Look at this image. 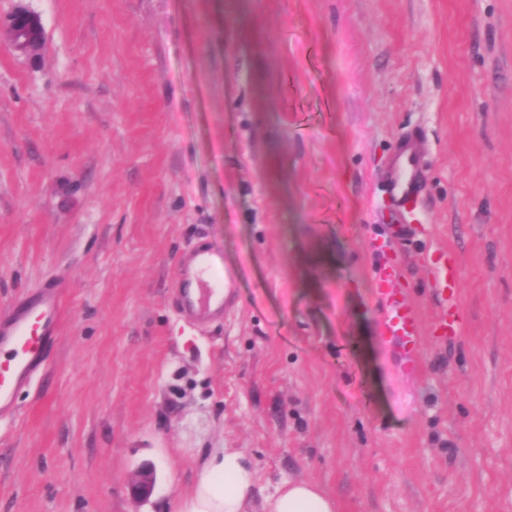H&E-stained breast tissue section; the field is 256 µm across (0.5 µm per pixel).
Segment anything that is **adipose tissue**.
I'll return each mask as SVG.
<instances>
[{"label": "adipose tissue", "mask_w": 512, "mask_h": 512, "mask_svg": "<svg viewBox=\"0 0 512 512\" xmlns=\"http://www.w3.org/2000/svg\"><path fill=\"white\" fill-rule=\"evenodd\" d=\"M257 473L238 448L212 449L191 494L175 512H336L335 501L310 481H286L256 499Z\"/></svg>", "instance_id": "obj_1"}]
</instances>
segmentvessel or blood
<instances>
[{
  "mask_svg": "<svg viewBox=\"0 0 512 512\" xmlns=\"http://www.w3.org/2000/svg\"><path fill=\"white\" fill-rule=\"evenodd\" d=\"M418 140L414 131L398 139L381 184L390 202L401 211L415 202L420 178V157L415 149ZM456 277V258L439 252L432 261L434 288L443 296L453 293ZM233 280L231 272L218 265L207 242H197L190 263L178 269L174 298L179 311L198 318L221 315L226 291ZM63 288V282L44 281L31 294L0 312V417L17 412L21 391L53 359L63 320ZM380 294L387 303L384 333L399 349L404 369L414 371L420 347L416 311L398 299L395 289L384 288ZM462 324V313L451 303L441 308L433 332L438 337L454 336Z\"/></svg>",
  "mask_w": 512,
  "mask_h": 512,
  "instance_id": "obj_1",
  "label": "vessel or blood"
}]
</instances>
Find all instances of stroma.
Listing matches in <instances>:
<instances>
[{"instance_id":"35a3bbf8","label":"stroma","mask_w":512,"mask_h":512,"mask_svg":"<svg viewBox=\"0 0 512 512\" xmlns=\"http://www.w3.org/2000/svg\"><path fill=\"white\" fill-rule=\"evenodd\" d=\"M0 310L68 285L51 367L0 421V512H173L209 449L256 498L512 512V0H0ZM421 133L419 232L377 188ZM235 288L173 304L198 233ZM461 335L431 332L430 256ZM424 326L404 372L380 283ZM156 477L135 499L142 468ZM13 50L29 60H36L44 44L45 32L40 15L18 8L6 20ZM456 277V258L448 255V252L440 251L432 260V285L444 300L448 301V305L443 306L437 315L433 328L434 336H455L463 324V315L452 302Z\"/></svg>"}]
</instances>
